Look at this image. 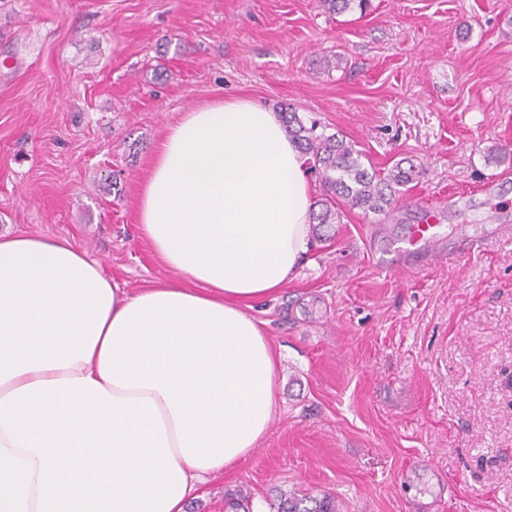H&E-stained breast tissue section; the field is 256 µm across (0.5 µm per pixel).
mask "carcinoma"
Returning <instances> with one entry per match:
<instances>
[{
	"label": "carcinoma",
	"instance_id": "carcinoma-1",
	"mask_svg": "<svg viewBox=\"0 0 512 512\" xmlns=\"http://www.w3.org/2000/svg\"><path fill=\"white\" fill-rule=\"evenodd\" d=\"M326 10L340 14L354 7L367 8L368 0H318ZM288 138L297 143L306 157L308 169L314 172L325 191V198L312 211L311 233L341 223L343 215L354 209L379 212L390 216L398 188L413 181V171L400 168L384 174L370 171L361 162L363 153L355 145L336 134L319 129L317 121L305 123L297 112L283 113ZM277 512H337L335 500L323 496L283 495L276 503ZM227 512H250V493L238 490L227 501Z\"/></svg>",
	"mask_w": 512,
	"mask_h": 512
}]
</instances>
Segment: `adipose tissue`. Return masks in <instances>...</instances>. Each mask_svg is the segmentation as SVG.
<instances>
[{
  "instance_id": "1",
  "label": "adipose tissue",
  "mask_w": 512,
  "mask_h": 512,
  "mask_svg": "<svg viewBox=\"0 0 512 512\" xmlns=\"http://www.w3.org/2000/svg\"><path fill=\"white\" fill-rule=\"evenodd\" d=\"M314 192L277 112L224 100L167 129L140 193L178 280L131 293L0 235V512H185L257 448L280 353L251 308L298 276Z\"/></svg>"
}]
</instances>
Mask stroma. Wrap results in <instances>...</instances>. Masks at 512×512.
<instances>
[{
  "label": "stroma",
  "mask_w": 512,
  "mask_h": 512,
  "mask_svg": "<svg viewBox=\"0 0 512 512\" xmlns=\"http://www.w3.org/2000/svg\"><path fill=\"white\" fill-rule=\"evenodd\" d=\"M334 58L335 67L323 64ZM248 99L410 167L395 219L442 261L398 267L354 210L252 313L278 410L186 512L282 494L338 512H512V0H0V234L65 239L136 291L174 279L139 192L185 112ZM438 224H412L408 228L405 247H397L401 266L409 269L423 268L422 262L429 257V264L442 257Z\"/></svg>",
  "instance_id": "stroma-1"
}]
</instances>
